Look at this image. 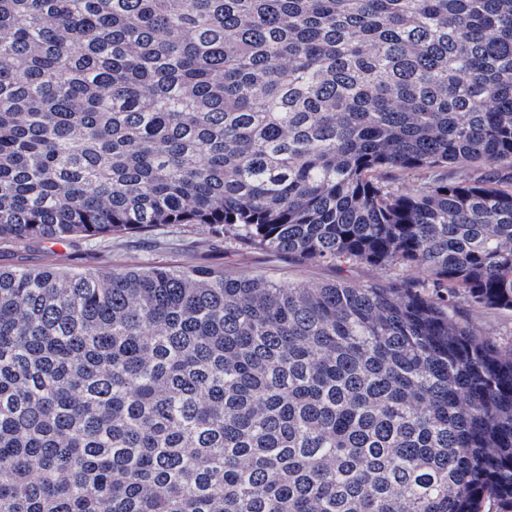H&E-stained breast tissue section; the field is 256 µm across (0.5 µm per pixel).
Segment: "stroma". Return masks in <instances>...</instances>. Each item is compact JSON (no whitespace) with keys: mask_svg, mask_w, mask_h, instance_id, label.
Instances as JSON below:
<instances>
[{"mask_svg":"<svg viewBox=\"0 0 512 512\" xmlns=\"http://www.w3.org/2000/svg\"><path fill=\"white\" fill-rule=\"evenodd\" d=\"M168 258L183 265L223 263L235 273L243 269L260 271L274 280L315 285L347 278L359 283H385L393 279L413 283L422 273L406 268H383L357 262L332 265L320 262L295 263L286 255L259 249H244L219 242L196 230L160 226L148 233H129L100 242L78 239L67 245L34 241L24 246H0V266L84 271L115 265L147 264Z\"/></svg>","mask_w":512,"mask_h":512,"instance_id":"stroma-1","label":"stroma"}]
</instances>
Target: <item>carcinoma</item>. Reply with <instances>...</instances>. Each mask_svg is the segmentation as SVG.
<instances>
[{"label":"carcinoma","mask_w":512,"mask_h":512,"mask_svg":"<svg viewBox=\"0 0 512 512\" xmlns=\"http://www.w3.org/2000/svg\"><path fill=\"white\" fill-rule=\"evenodd\" d=\"M168 224L425 278L0 267V512H512V0H0V244ZM464 319L474 331L484 336L507 338L512 336V312L502 310H465Z\"/></svg>","instance_id":"cac0c4a2"}]
</instances>
